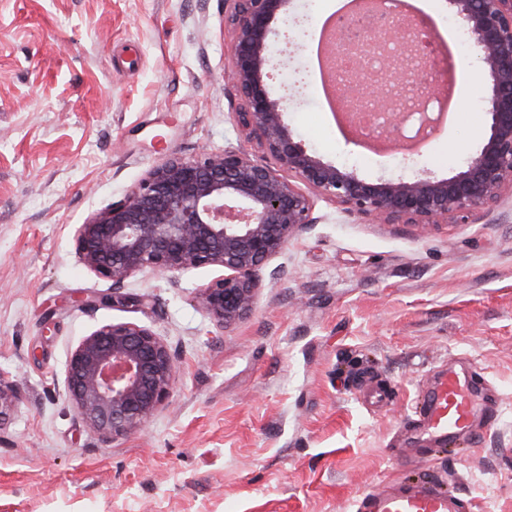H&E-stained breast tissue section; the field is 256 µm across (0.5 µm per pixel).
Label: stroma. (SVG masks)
<instances>
[{
	"label": "stroma",
	"instance_id": "1",
	"mask_svg": "<svg viewBox=\"0 0 512 512\" xmlns=\"http://www.w3.org/2000/svg\"><path fill=\"white\" fill-rule=\"evenodd\" d=\"M325 0L273 22L288 126L323 161L377 180L414 159L364 149L314 112L309 47ZM224 0H0V371L22 398L0 427V512H352L397 479L436 478L470 512H512V195L467 223L371 224L315 201L253 310L217 330L198 307L211 269L121 288L75 257L73 233L166 156L246 146L225 86ZM484 83L430 140L460 171L486 131ZM151 328L180 359L144 427L103 441L63 395L71 350L106 323ZM475 372L497 420L449 452L416 440V403Z\"/></svg>",
	"mask_w": 512,
	"mask_h": 512
}]
</instances>
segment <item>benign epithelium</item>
<instances>
[{
    "label": "benign epithelium",
    "mask_w": 512,
    "mask_h": 512,
    "mask_svg": "<svg viewBox=\"0 0 512 512\" xmlns=\"http://www.w3.org/2000/svg\"><path fill=\"white\" fill-rule=\"evenodd\" d=\"M387 2L384 24L356 31L357 22H350L330 54L350 62L349 75L336 81V101L348 121L360 123L357 109L366 104L385 111L386 141L405 150L395 89L416 99L430 88L425 76L438 62L418 42L397 41L415 18L397 8L398 0ZM285 4L224 0V22L232 31L225 79L238 99L233 120L261 155L239 147L192 159L169 156L74 234L78 261L114 288L147 272L222 271L196 294L221 332L252 310L263 265L316 223V197L374 223L427 229L464 221L512 190V0H448L485 79L487 128L479 149L448 178L424 173L376 181L322 161L288 129L290 100L277 95L268 73L271 24ZM395 41L398 49L385 52ZM369 57L380 59L383 81H365ZM177 369V357L152 329L107 323L70 353L63 390L84 424L108 442L137 432L155 416L173 393ZM20 397L19 386L0 372V427Z\"/></svg>",
    "instance_id": "benign-epithelium-1"
}]
</instances>
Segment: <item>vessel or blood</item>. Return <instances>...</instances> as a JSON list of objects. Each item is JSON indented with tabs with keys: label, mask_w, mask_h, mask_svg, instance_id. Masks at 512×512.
Segmentation results:
<instances>
[{
	"label": "vessel or blood",
	"mask_w": 512,
	"mask_h": 512,
	"mask_svg": "<svg viewBox=\"0 0 512 512\" xmlns=\"http://www.w3.org/2000/svg\"><path fill=\"white\" fill-rule=\"evenodd\" d=\"M485 404L473 380L451 373L423 397L420 425L428 441L442 445L471 432L475 414ZM467 508L464 499L431 481L393 482L363 491L354 500V512H466Z\"/></svg>",
	"instance_id": "obj_1"
}]
</instances>
